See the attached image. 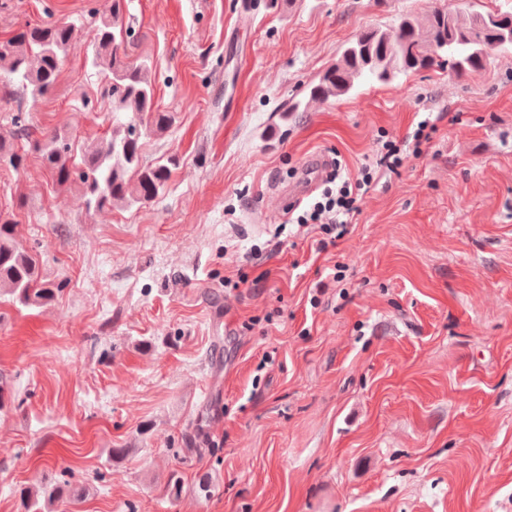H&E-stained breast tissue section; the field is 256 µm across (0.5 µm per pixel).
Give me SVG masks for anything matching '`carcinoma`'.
Returning a JSON list of instances; mask_svg holds the SVG:
<instances>
[{"mask_svg":"<svg viewBox=\"0 0 512 512\" xmlns=\"http://www.w3.org/2000/svg\"><path fill=\"white\" fill-rule=\"evenodd\" d=\"M123 2L107 0L95 25L91 65L108 77L112 111L129 114L128 120L85 151L79 170L70 162L72 146L63 131L30 141L18 115L10 135L0 133V161L19 169L28 153L38 154L58 186L80 184V201L88 211L153 201L165 191L174 165L171 158L152 165L142 162L143 137L166 132L175 117L154 103L148 60L130 63L121 55ZM507 45L512 46V11L483 14L438 8L422 19L406 17L391 30L371 28L357 35L309 87L308 102L297 100L285 112L347 95L364 78L387 82L400 73L434 66L462 76L482 69L492 52ZM75 47L74 27L67 23L25 25L0 42V73L13 77L32 97H42L54 88L64 59ZM19 140L28 141V146L19 148ZM15 227L13 217L0 213V293L10 294L24 307L45 305L59 289L43 281L35 257L17 243ZM42 495L52 505L79 497L80 489L63 478L44 488Z\"/></svg>","mask_w":512,"mask_h":512,"instance_id":"1","label":"carcinoma"}]
</instances>
